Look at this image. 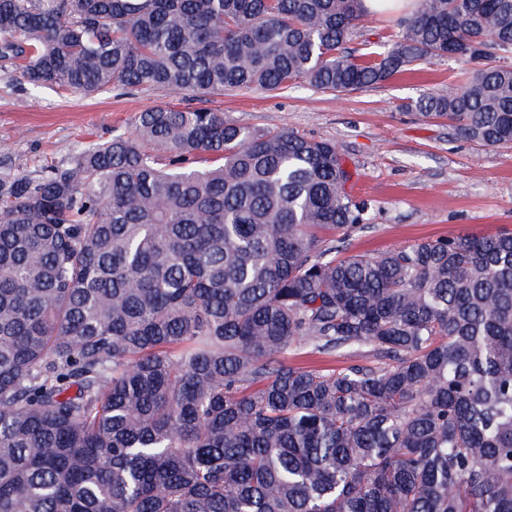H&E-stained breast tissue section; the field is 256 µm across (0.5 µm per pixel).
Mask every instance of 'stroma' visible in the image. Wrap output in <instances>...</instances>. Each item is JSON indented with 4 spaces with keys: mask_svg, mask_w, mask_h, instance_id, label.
Masks as SVG:
<instances>
[{
    "mask_svg": "<svg viewBox=\"0 0 512 512\" xmlns=\"http://www.w3.org/2000/svg\"><path fill=\"white\" fill-rule=\"evenodd\" d=\"M466 73L465 63L441 58L366 91L336 95L296 84L215 93L202 104L251 126L335 142L355 173L354 200L368 207L366 229L338 245L349 254L385 251L429 237L512 231V146H480L410 107ZM165 103L187 101L152 87L94 97L34 90L0 66V173L33 175L67 163L79 146L131 131L138 112Z\"/></svg>",
    "mask_w": 512,
    "mask_h": 512,
    "instance_id": "stroma-1",
    "label": "stroma"
}]
</instances>
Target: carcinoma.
I'll return each instance as SVG.
<instances>
[{
  "label": "carcinoma",
  "mask_w": 512,
  "mask_h": 512,
  "mask_svg": "<svg viewBox=\"0 0 512 512\" xmlns=\"http://www.w3.org/2000/svg\"><path fill=\"white\" fill-rule=\"evenodd\" d=\"M0 0L34 86L188 98L375 88L512 144V0ZM492 30L495 38L485 40ZM330 140L159 105L0 175V512H512V233L339 255L364 227ZM342 352L341 368L288 351ZM402 13L375 16L364 28V36L360 38L374 42L376 45L386 44L398 33V29L394 25V20ZM288 364H296L299 366H331L340 368L351 362V359L342 353H336V356H323L304 354L302 351H291L287 355Z\"/></svg>",
  "instance_id": "cac0c4a2"
}]
</instances>
